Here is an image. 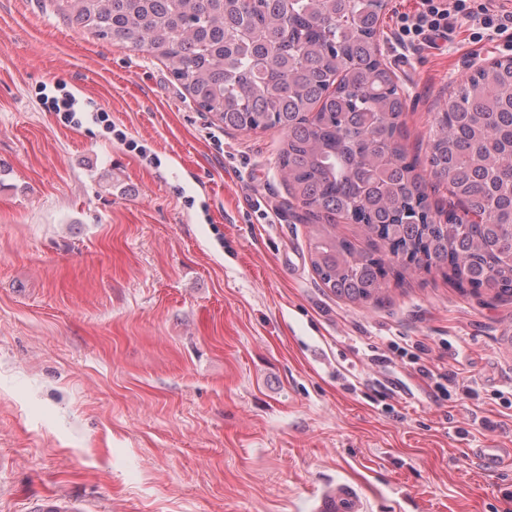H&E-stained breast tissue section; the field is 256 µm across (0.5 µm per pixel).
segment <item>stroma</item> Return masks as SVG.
<instances>
[{
    "label": "stroma",
    "instance_id": "1",
    "mask_svg": "<svg viewBox=\"0 0 512 512\" xmlns=\"http://www.w3.org/2000/svg\"><path fill=\"white\" fill-rule=\"evenodd\" d=\"M383 62L424 157L452 86L512 42L462 26ZM94 102L99 119L57 111ZM278 129L228 131L153 55L0 0V512H512V301L420 272L365 304L322 288ZM421 343L476 396L430 388ZM496 421V430L479 419ZM390 346L393 350L401 357V359L407 358V363L414 371L425 381L427 386L431 389L434 397L436 396H448L450 392L448 386L455 389L462 387L464 393L472 395L475 390L469 385H460L457 379L458 374L449 372L448 369L439 366H428L423 361L419 353H423L425 350L421 344H414L411 347L416 351L409 350L404 346H400L398 343L392 341ZM365 498L350 481H339L320 492L315 499V512H364ZM32 510V512H86L81 500L57 496H45L36 500Z\"/></svg>",
    "mask_w": 512,
    "mask_h": 512
}]
</instances>
